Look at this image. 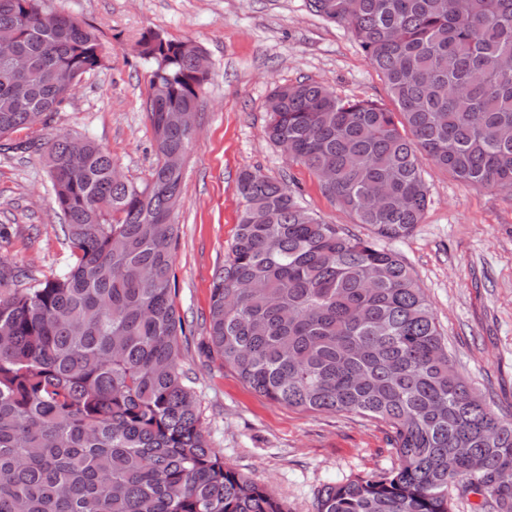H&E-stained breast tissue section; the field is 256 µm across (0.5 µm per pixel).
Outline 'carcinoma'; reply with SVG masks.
Returning a JSON list of instances; mask_svg holds the SVG:
<instances>
[{
    "label": "carcinoma",
    "instance_id": "obj_1",
    "mask_svg": "<svg viewBox=\"0 0 512 512\" xmlns=\"http://www.w3.org/2000/svg\"><path fill=\"white\" fill-rule=\"evenodd\" d=\"M346 27L394 108L311 80L277 87L267 138L378 237L422 223L423 162L512 192V0H308ZM0 147L57 112L103 66L98 34L42 0H0ZM147 117L156 164L142 182L83 138L46 143L73 264L0 293V512H286L224 464L182 369L173 295L183 165L209 73L191 40L149 33ZM235 238L214 274L210 342L268 400L385 423L397 465L324 485L316 512H512V418L455 368L424 289L394 251L328 224L299 192L240 172Z\"/></svg>",
    "mask_w": 512,
    "mask_h": 512
}]
</instances>
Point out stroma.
Masks as SVG:
<instances>
[{
  "mask_svg": "<svg viewBox=\"0 0 512 512\" xmlns=\"http://www.w3.org/2000/svg\"><path fill=\"white\" fill-rule=\"evenodd\" d=\"M44 6L95 29L105 62L81 80L61 111L14 133V141L88 136L138 182L155 163L146 112L149 67L138 55L139 40L147 32L192 39L208 56L210 79L174 214V302L186 328L182 365L213 450L288 512H315L324 484L391 470L397 460L384 423L271 402L209 348L213 276L234 240L241 170L257 168L297 184L305 205L324 221L359 237L371 234L264 135L266 100L276 87L299 80L322 83L346 100L388 102L359 43L306 0H44ZM423 170L429 204L422 223L383 245L424 288L456 368L512 416V193L464 183L429 162ZM0 262L20 270V289L72 262L44 154H0Z\"/></svg>",
  "mask_w": 512,
  "mask_h": 512,
  "instance_id": "1",
  "label": "stroma"
}]
</instances>
